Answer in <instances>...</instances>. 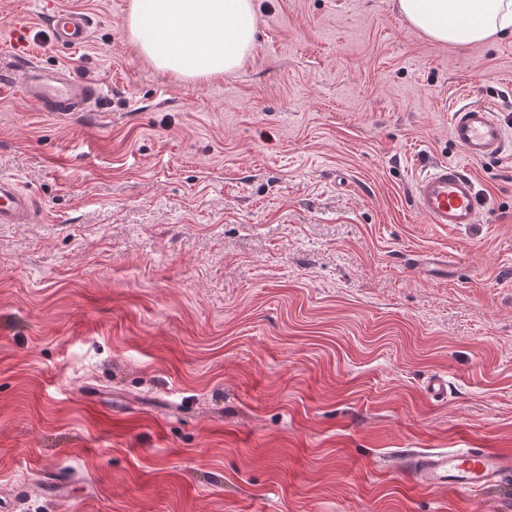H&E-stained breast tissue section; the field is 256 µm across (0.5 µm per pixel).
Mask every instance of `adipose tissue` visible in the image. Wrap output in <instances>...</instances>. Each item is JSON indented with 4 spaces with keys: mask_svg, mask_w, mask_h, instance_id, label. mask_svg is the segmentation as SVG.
<instances>
[{
    "mask_svg": "<svg viewBox=\"0 0 512 512\" xmlns=\"http://www.w3.org/2000/svg\"><path fill=\"white\" fill-rule=\"evenodd\" d=\"M400 14L453 46L512 33V0H397ZM130 43L159 70L182 79L235 71L256 31L254 0H130Z\"/></svg>",
    "mask_w": 512,
    "mask_h": 512,
    "instance_id": "adipose-tissue-1",
    "label": "adipose tissue"
}]
</instances>
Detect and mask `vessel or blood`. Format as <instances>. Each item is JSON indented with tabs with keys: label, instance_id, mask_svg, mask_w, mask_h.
I'll use <instances>...</instances> for the list:
<instances>
[{
	"label": "vessel or blood",
	"instance_id": "b4317fda",
	"mask_svg": "<svg viewBox=\"0 0 512 512\" xmlns=\"http://www.w3.org/2000/svg\"><path fill=\"white\" fill-rule=\"evenodd\" d=\"M50 25L54 40L70 48L80 47L90 35L87 18L71 10L56 9L50 16ZM19 74L28 103L40 112H83L102 96L97 82L47 69L32 58L23 62ZM449 133L466 162L435 164L415 182L414 203L428 223L475 224L484 201L466 164L500 157L512 147V134L485 104L454 109ZM31 216L29 195L13 181L0 178V224H25ZM407 263L430 276L448 272L446 258L432 252L410 254ZM402 461L419 485L446 488L465 496L512 479V455L485 448L409 451Z\"/></svg>",
	"mask_w": 512,
	"mask_h": 512
}]
</instances>
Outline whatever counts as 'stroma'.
<instances>
[{
    "label": "stroma",
    "instance_id": "35a3bbf8",
    "mask_svg": "<svg viewBox=\"0 0 512 512\" xmlns=\"http://www.w3.org/2000/svg\"><path fill=\"white\" fill-rule=\"evenodd\" d=\"M128 4L0 0L1 60L103 89L63 115L0 89V177L34 203L0 224V512H512V481L460 498L397 456L512 454V151L467 163L479 223L412 197L464 161L455 104L512 130V35L254 0L241 66L178 79L129 43ZM56 6L84 45L54 41ZM54 40L69 48H77L87 42L90 25L87 18L77 12L58 8L50 15ZM406 262L414 270L429 276L448 274V260L432 252L410 254Z\"/></svg>",
    "mask_w": 512,
    "mask_h": 512
}]
</instances>
